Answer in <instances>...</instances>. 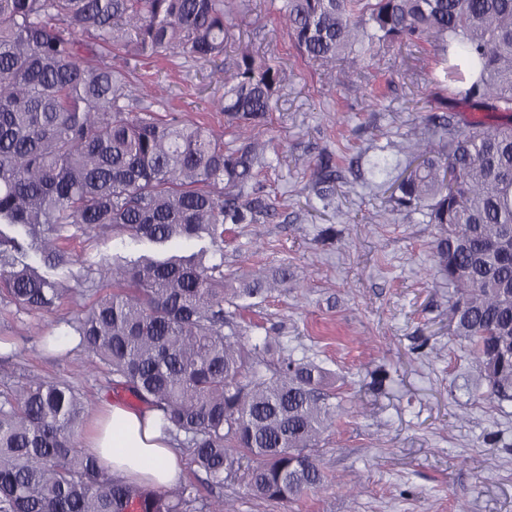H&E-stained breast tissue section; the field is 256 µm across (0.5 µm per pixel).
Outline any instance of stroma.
<instances>
[{
  "label": "stroma",
  "mask_w": 512,
  "mask_h": 512,
  "mask_svg": "<svg viewBox=\"0 0 512 512\" xmlns=\"http://www.w3.org/2000/svg\"><path fill=\"white\" fill-rule=\"evenodd\" d=\"M233 23L228 56L252 47L281 67L282 82L255 129L270 162L258 188L273 208L259 223L225 225L224 276L288 271L287 287L256 299L243 322L250 340L273 337L284 353L326 368L342 415L315 449L323 483L297 500L257 498L238 474L209 489L191 462L182 486L234 512H512V402L478 381L472 356L449 330L432 226L393 209L391 185L371 175L379 147L399 176L403 148L428 130L429 115L460 121L474 109L453 95L429 44L374 50L360 75L337 82L298 55L270 0H237ZM130 80L141 107L205 123L233 141L220 107L223 71L162 53ZM324 156L337 175L323 201L314 171ZM208 245L158 246L101 227L78 233L67 245L71 264L55 272L71 295L32 313L0 301V388L37 376L79 389L91 416L106 401L137 406L65 335L67 320L92 302L77 291L81 277L115 258L189 256Z\"/></svg>",
  "instance_id": "obj_1"
}]
</instances>
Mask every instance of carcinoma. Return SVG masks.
Segmentation results:
<instances>
[{
  "label": "carcinoma",
  "instance_id": "obj_1",
  "mask_svg": "<svg viewBox=\"0 0 512 512\" xmlns=\"http://www.w3.org/2000/svg\"><path fill=\"white\" fill-rule=\"evenodd\" d=\"M280 23L296 48L330 76L358 74L363 56L403 41L428 42L455 75V95L487 112H512V0H280ZM230 0H0V224L17 226L50 269L71 262L59 243L87 227H110L157 244L255 224L270 204L244 189L259 175L265 121L281 70L247 48L224 69L222 110L239 147L199 124L137 109L128 60L158 52L214 62L224 55ZM121 48L128 59L109 60ZM476 58L469 81L458 64ZM349 63L336 70V62ZM447 149L417 138L416 165L394 202L433 224L436 272L455 298L452 333L472 353L490 392L512 401V123L454 126ZM23 243L0 231V299L43 311L74 292L18 260ZM112 294L67 322L68 335L183 437L216 488L234 472L232 451L258 460L252 492L293 500L323 478L312 454L340 407L325 372L292 357L265 359L237 317L248 300L288 287V272L224 279L207 250L190 256L117 260L84 284ZM234 310L224 309V305ZM86 404L64 381L32 378L0 392V512H233L187 489H145L112 476L79 448Z\"/></svg>",
  "mask_w": 512,
  "mask_h": 512
}]
</instances>
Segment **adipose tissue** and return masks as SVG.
Here are the masks:
<instances>
[{
	"label": "adipose tissue",
	"mask_w": 512,
	"mask_h": 512,
	"mask_svg": "<svg viewBox=\"0 0 512 512\" xmlns=\"http://www.w3.org/2000/svg\"><path fill=\"white\" fill-rule=\"evenodd\" d=\"M104 418L87 435L84 448L112 475L163 489L182 474V464L158 415L120 403L103 406Z\"/></svg>",
	"instance_id": "1"
}]
</instances>
